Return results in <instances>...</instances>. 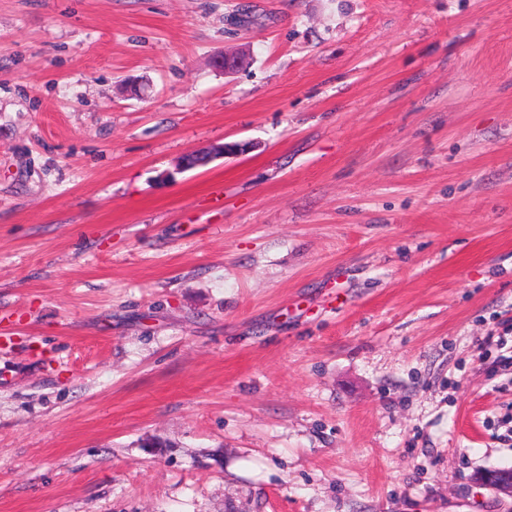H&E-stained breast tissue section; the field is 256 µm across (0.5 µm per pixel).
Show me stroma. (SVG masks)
<instances>
[{"label":"stroma","instance_id":"stroma-1","mask_svg":"<svg viewBox=\"0 0 512 512\" xmlns=\"http://www.w3.org/2000/svg\"><path fill=\"white\" fill-rule=\"evenodd\" d=\"M0 331V512H512V0H0ZM474 480L483 487H488L496 493L512 498V470L509 472L498 470L483 471Z\"/></svg>","mask_w":512,"mask_h":512}]
</instances>
